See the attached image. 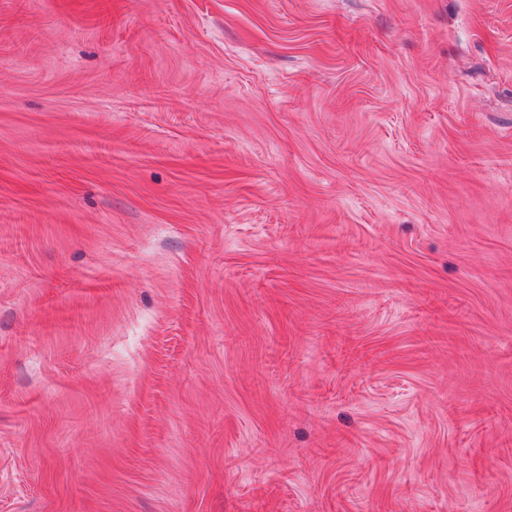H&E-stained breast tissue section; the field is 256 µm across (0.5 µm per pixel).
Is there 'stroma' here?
I'll use <instances>...</instances> for the list:
<instances>
[{
    "mask_svg": "<svg viewBox=\"0 0 512 512\" xmlns=\"http://www.w3.org/2000/svg\"><path fill=\"white\" fill-rule=\"evenodd\" d=\"M0 512H512V0H0Z\"/></svg>",
    "mask_w": 512,
    "mask_h": 512,
    "instance_id": "35a3bbf8",
    "label": "stroma"
}]
</instances>
